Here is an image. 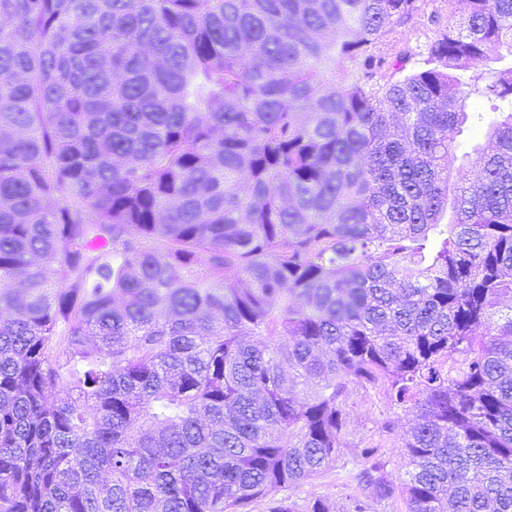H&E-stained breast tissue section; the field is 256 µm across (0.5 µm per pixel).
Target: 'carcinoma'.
<instances>
[{"instance_id":"carcinoma-1","label":"carcinoma","mask_w":512,"mask_h":512,"mask_svg":"<svg viewBox=\"0 0 512 512\" xmlns=\"http://www.w3.org/2000/svg\"><path fill=\"white\" fill-rule=\"evenodd\" d=\"M461 3L368 85L414 0H0V512H293L352 385L418 422L348 512H512V0ZM473 119L469 116L468 121L462 126L461 132L455 135V144L458 145L456 149V158L453 165L456 167L466 164L468 158L464 157V153L468 152L472 155L473 147L478 144H485L486 138L483 132V126L478 134H473L472 127Z\"/></svg>"}]
</instances>
